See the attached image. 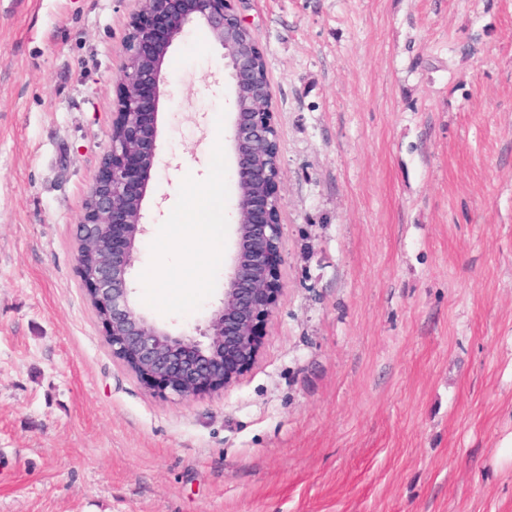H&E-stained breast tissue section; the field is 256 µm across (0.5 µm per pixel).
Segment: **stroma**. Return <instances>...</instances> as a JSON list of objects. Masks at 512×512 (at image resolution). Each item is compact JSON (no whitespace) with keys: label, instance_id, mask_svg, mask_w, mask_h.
I'll return each mask as SVG.
<instances>
[{"label":"stroma","instance_id":"obj_1","mask_svg":"<svg viewBox=\"0 0 512 512\" xmlns=\"http://www.w3.org/2000/svg\"><path fill=\"white\" fill-rule=\"evenodd\" d=\"M140 0H0V512H512V0H237L278 134L280 293L223 393L159 398L76 273ZM162 66L130 278L231 121ZM224 287L189 311L205 325Z\"/></svg>","mask_w":512,"mask_h":512}]
</instances>
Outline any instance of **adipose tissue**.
I'll use <instances>...</instances> for the list:
<instances>
[{"mask_svg":"<svg viewBox=\"0 0 512 512\" xmlns=\"http://www.w3.org/2000/svg\"><path fill=\"white\" fill-rule=\"evenodd\" d=\"M224 181V159L216 157L212 183L196 188L189 211L176 224L159 230L160 238L178 231L187 235L192 249L202 253V262L192 264L182 277V291H170L163 275L162 264L148 267L143 275L145 297L149 303L165 302L169 306L190 308L198 291L206 288L213 268L224 261V197L218 190Z\"/></svg>","mask_w":512,"mask_h":512,"instance_id":"adipose-tissue-1","label":"adipose tissue"}]
</instances>
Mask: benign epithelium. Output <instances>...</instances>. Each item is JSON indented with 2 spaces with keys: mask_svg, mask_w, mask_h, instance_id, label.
<instances>
[{
  "mask_svg": "<svg viewBox=\"0 0 512 512\" xmlns=\"http://www.w3.org/2000/svg\"><path fill=\"white\" fill-rule=\"evenodd\" d=\"M129 22L128 56L117 80L109 153L90 187L78 224L88 250L106 244L102 260L76 264V273L105 332L112 358L161 398L190 400L231 387L256 361L259 326L277 301L280 244V167L266 164L276 143L265 61L235 0H158ZM224 48V69L234 87L231 142L237 175L236 250L224 268V295L205 329L174 334L141 312L128 274L138 236L145 232V176L156 166L155 114L162 63L173 38L192 21Z\"/></svg>",
  "mask_w": 512,
  "mask_h": 512,
  "instance_id": "1",
  "label": "benign epithelium"
}]
</instances>
